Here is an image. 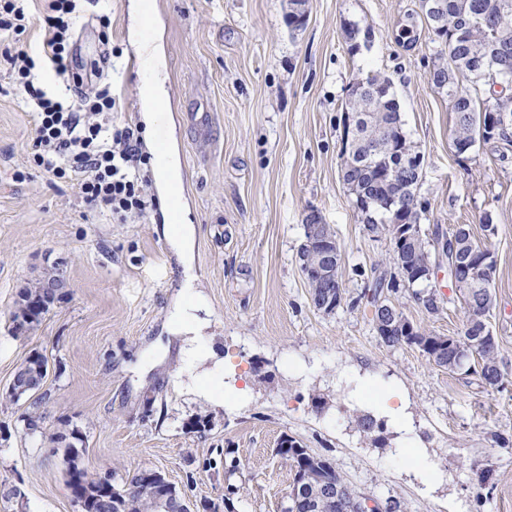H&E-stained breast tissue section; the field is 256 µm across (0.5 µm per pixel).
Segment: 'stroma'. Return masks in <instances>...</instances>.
Instances as JSON below:
<instances>
[{
	"instance_id": "stroma-1",
	"label": "stroma",
	"mask_w": 512,
	"mask_h": 512,
	"mask_svg": "<svg viewBox=\"0 0 512 512\" xmlns=\"http://www.w3.org/2000/svg\"><path fill=\"white\" fill-rule=\"evenodd\" d=\"M162 70L166 124L145 136L148 105L136 51L143 20L132 0H81L71 46L80 77L51 91L78 96L111 84L117 123L141 131L153 154L163 136L183 194L182 221L193 225L189 252L165 235L164 189L142 217L102 216L75 184L53 180L30 159L35 116L0 57V512H80L56 432L85 437L81 465L123 485L141 469L163 472L189 498L222 503L235 486L237 512H282L293 473L277 454L291 436L331 463L347 482L402 512H512V156L491 145L454 149V115L431 74L447 58L420 0H310L300 30L288 26V0H147ZM109 29H101L100 15ZM370 30L350 52L349 26ZM393 83L404 131L423 157L418 193L424 226L470 225L496 263L489 326L505 383L434 365L414 346L392 348L376 335L367 293L388 239L364 229L340 180L344 113L359 77ZM207 113V135L190 114ZM318 211L336 231L345 304H312L299 265L303 219ZM491 216L495 233L482 226ZM57 276L66 297L30 329L16 331L20 288ZM448 301L430 313L409 289L392 301L415 325L460 334L465 309L446 272ZM49 374L38 402L6 397L33 352ZM396 389L413 432L392 424L378 438L357 432L353 410L376 412L378 392ZM224 396L216 405L212 393ZM327 397L316 410L315 394ZM37 407L44 430H26ZM209 424L197 432L198 414ZM507 447L494 446V437ZM431 469L417 476L416 449ZM234 453L239 471L226 475ZM492 469L477 489L475 470Z\"/></svg>"
}]
</instances>
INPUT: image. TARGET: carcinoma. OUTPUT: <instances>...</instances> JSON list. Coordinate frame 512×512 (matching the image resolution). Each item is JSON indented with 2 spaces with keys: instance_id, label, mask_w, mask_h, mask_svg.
Listing matches in <instances>:
<instances>
[{
  "instance_id": "cac0c4a2",
  "label": "carcinoma",
  "mask_w": 512,
  "mask_h": 512,
  "mask_svg": "<svg viewBox=\"0 0 512 512\" xmlns=\"http://www.w3.org/2000/svg\"><path fill=\"white\" fill-rule=\"evenodd\" d=\"M447 17L444 29L436 35L448 48L446 64L434 69L432 82L447 89L451 111L455 114L453 143L474 145L486 138L483 114L504 111L512 115V0H442ZM350 51L370 42V30L352 26L346 31ZM497 77L501 90L486 89L488 79ZM468 86H462V82ZM391 80L383 75H369L355 82L357 92L346 106L357 115L358 145L349 155L353 164L345 175L351 194L359 201V211L365 213V230L374 237H386L395 243L399 229L390 223L393 210L406 206L404 189L391 183L387 172L397 167L407 156L416 153L403 131L400 106L387 90ZM426 204H417L406 211L404 220L417 226V237L391 249L390 267H376L370 288L373 307L372 325L380 340L389 347L416 346L440 368L450 372L476 373L482 381L497 387L505 375L499 361L496 337L487 322L494 304L492 279L468 292H461L466 319L458 336H441L413 325L394 304L390 293L401 287L412 289V295L430 313L440 310L435 279L410 281L403 276L404 266L414 269L429 262L438 269L443 261H452L453 254L466 255L489 252L479 245L471 230L460 225L449 234L435 228L427 234L422 220ZM314 307L326 314L338 305L326 300L324 289L307 283ZM65 292L57 289L48 294L39 285H28L19 291L13 314L16 330L21 332L39 322L42 314L63 300ZM51 440L65 444L69 487L80 503L81 512H99V505L89 495L98 485L99 475L91 474L79 464L76 444L83 434L73 428L67 434L58 433ZM277 453L290 462L294 471L291 490L296 495V512H351L353 500L359 496L324 457L312 453L293 437H284ZM143 471L136 472L117 490L112 499V512H158V489L143 484Z\"/></svg>"
}]
</instances>
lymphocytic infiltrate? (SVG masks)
I'll list each match as a JSON object with an SVG mask.
<instances>
[{
  "label": "lymphocytic infiltrate",
  "instance_id": "1",
  "mask_svg": "<svg viewBox=\"0 0 512 512\" xmlns=\"http://www.w3.org/2000/svg\"><path fill=\"white\" fill-rule=\"evenodd\" d=\"M77 0H44L38 17L46 31L42 44L31 49L4 50L13 85L36 114L33 163L54 178L76 181L87 208L98 214L144 215L150 201L145 192L150 158L140 149L138 131L113 123L119 104L111 85L93 87L78 102L36 84L46 69L69 82L70 42Z\"/></svg>",
  "mask_w": 512,
  "mask_h": 512
}]
</instances>
